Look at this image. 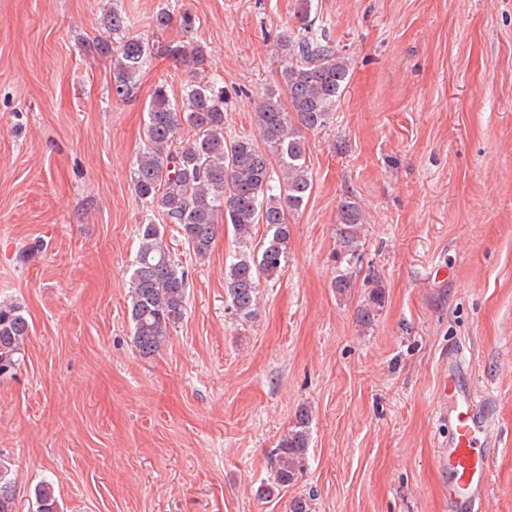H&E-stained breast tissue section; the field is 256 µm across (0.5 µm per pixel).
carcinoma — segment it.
<instances>
[{
	"label": "carcinoma",
	"mask_w": 512,
	"mask_h": 512,
	"mask_svg": "<svg viewBox=\"0 0 512 512\" xmlns=\"http://www.w3.org/2000/svg\"><path fill=\"white\" fill-rule=\"evenodd\" d=\"M298 30L280 37L283 64L280 80L285 97L269 96L257 110L261 143L246 137L224 136V87L220 80L192 84L181 106L158 86L148 107L145 141L137 154L132 181L136 195L158 209L164 223L148 218L137 228L139 239L132 274L129 318L138 354L157 355L170 329L186 313L189 272L175 263L165 243V225L178 227L188 248L206 255L220 224H230L239 250L226 268L224 288L232 313L241 321L256 311L261 282H274L286 262L288 213L306 204L313 184L307 164L308 143L303 131L326 127L348 84V65L336 54L323 29L314 28L308 6H300ZM101 25L119 37L112 52L113 89L121 99L137 93L138 75L151 56L149 43L123 35L127 18L114 8ZM164 53L197 72L207 62V49L168 43ZM192 139L178 142L183 127ZM265 226L258 251L251 249L253 230ZM363 213L351 196L341 200L336 224V293L352 288L350 269L360 258ZM385 301L383 289H371L357 311V322L367 327ZM31 328L22 308L0 304V369L19 366ZM310 415L303 409L297 423L283 435L270 458L272 490L297 481L306 460ZM36 512H59L52 485L35 489ZM0 512H17L14 488L0 481Z\"/></svg>",
	"instance_id": "obj_1"
}]
</instances>
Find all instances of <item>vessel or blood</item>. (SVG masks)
I'll return each instance as SVG.
<instances>
[{
	"label": "vessel or blood",
	"instance_id": "b4317fda",
	"mask_svg": "<svg viewBox=\"0 0 512 512\" xmlns=\"http://www.w3.org/2000/svg\"><path fill=\"white\" fill-rule=\"evenodd\" d=\"M459 358L448 359L443 408L448 417V441L437 453L447 477L448 512H479L489 488L491 464L498 446L495 422L487 401L458 380Z\"/></svg>",
	"mask_w": 512,
	"mask_h": 512
}]
</instances>
